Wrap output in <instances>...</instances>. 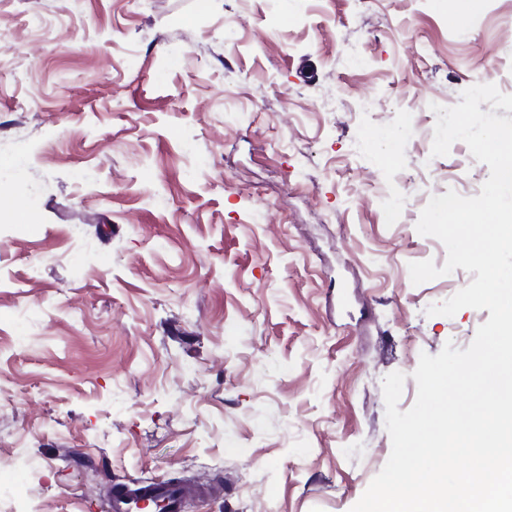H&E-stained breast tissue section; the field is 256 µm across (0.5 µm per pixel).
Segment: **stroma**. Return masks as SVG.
I'll return each mask as SVG.
<instances>
[{"instance_id": "stroma-1", "label": "stroma", "mask_w": 512, "mask_h": 512, "mask_svg": "<svg viewBox=\"0 0 512 512\" xmlns=\"http://www.w3.org/2000/svg\"><path fill=\"white\" fill-rule=\"evenodd\" d=\"M479 83L512 94V0H0V512H350L383 378L410 409L490 316L409 272L490 175L431 154ZM152 485H142L139 483L121 484L124 488L113 489L108 503L110 512H143V502L141 496L144 490L152 491L158 500L163 504L166 512H184L187 496L186 493L174 486L166 483H151Z\"/></svg>"}]
</instances>
